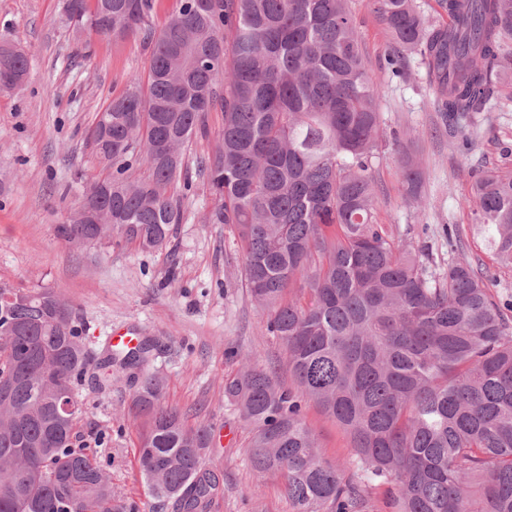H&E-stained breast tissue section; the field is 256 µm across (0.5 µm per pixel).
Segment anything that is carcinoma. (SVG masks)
Returning a JSON list of instances; mask_svg holds the SVG:
<instances>
[{
    "label": "carcinoma",
    "mask_w": 512,
    "mask_h": 512,
    "mask_svg": "<svg viewBox=\"0 0 512 512\" xmlns=\"http://www.w3.org/2000/svg\"><path fill=\"white\" fill-rule=\"evenodd\" d=\"M400 55L415 51L448 130L468 137L500 79L512 0H448L453 26L430 25L417 0H374ZM155 0H63L74 32L114 40L139 31L146 76L96 118L92 143L112 169L91 181L68 239L116 237L160 249L183 223L177 180L192 186L184 150L224 113L200 158L214 206L243 243L246 286L269 309L293 385L253 366L224 395L252 429L251 470L283 472L294 512H364V490L391 485L393 512H512V306L497 302L464 255L428 272L423 255L375 222L378 90L348 0H181L155 31ZM28 58L0 53V90L19 86ZM144 162L150 175L128 172ZM408 196L420 173L402 170ZM491 249L512 265V171L473 187ZM152 345L95 355L69 302L53 288L0 283V512H112V480L75 447L81 403L61 424L53 406L90 383L137 375L133 413L150 419L139 464L151 496L176 512H211L221 488L203 468L208 427L186 426L145 371ZM313 401L350 436L347 476L322 460L302 416ZM41 479H29L31 469Z\"/></svg>",
    "instance_id": "1"
}]
</instances>
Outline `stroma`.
Listing matches in <instances>:
<instances>
[{"mask_svg":"<svg viewBox=\"0 0 512 512\" xmlns=\"http://www.w3.org/2000/svg\"><path fill=\"white\" fill-rule=\"evenodd\" d=\"M369 74L379 89L383 137L373 161L375 219L394 240L427 254L430 270L448 264L447 227L460 230L459 249L497 300H512V269L498 267L488 234L477 227L471 187L490 171H512V61L495 88L491 107L479 113L470 148L449 135L444 113L419 54L405 53L400 76L388 68L390 40L372 0H350ZM28 53L21 90L0 92V282L33 289L48 286L75 308L93 351L114 332L150 340L149 369L164 386V402L187 426L207 425L213 442L204 467L224 482L211 512H293L282 473L257 476L247 466L251 432L224 396L225 382L245 362L275 368L291 385L283 350L267 330L269 312L244 281L243 250L230 224H209L213 205L206 183L194 178L186 192L185 220L165 250L103 240L69 241L70 223L89 180L108 174L91 133L96 115L145 73L150 51L141 35L122 41L94 32L75 40L60 0H0V42ZM421 174L418 200H407L400 179L405 161ZM134 388L113 382L100 393L80 390L78 441L95 445L112 478L117 504L148 512L152 501L138 464L144 421L128 415ZM320 457L345 465L346 432L314 403L303 409Z\"/></svg>","mask_w":512,"mask_h":512,"instance_id":"35a3bbf8","label":"stroma"}]
</instances>
